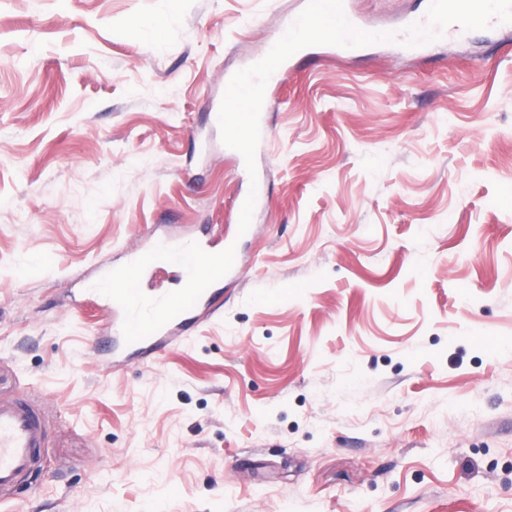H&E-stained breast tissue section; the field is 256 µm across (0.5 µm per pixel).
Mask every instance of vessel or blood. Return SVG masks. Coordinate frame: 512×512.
<instances>
[{"mask_svg":"<svg viewBox=\"0 0 512 512\" xmlns=\"http://www.w3.org/2000/svg\"><path fill=\"white\" fill-rule=\"evenodd\" d=\"M237 241L234 233L220 245L176 243L151 233L125 263L86 280L84 294L111 305L109 348L148 364L160 350L183 342L198 311L222 296L225 279L240 268ZM160 273L171 275L176 288H146ZM45 439V422L27 400H0V495L35 467Z\"/></svg>","mask_w":512,"mask_h":512,"instance_id":"vessel-or-blood-1","label":"vessel or blood"}]
</instances>
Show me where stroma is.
Listing matches in <instances>:
<instances>
[{"mask_svg":"<svg viewBox=\"0 0 512 512\" xmlns=\"http://www.w3.org/2000/svg\"><path fill=\"white\" fill-rule=\"evenodd\" d=\"M302 7L0 0V399L47 425L0 512H512V30L297 64L179 348L113 365L81 292L148 229L223 240L253 180L209 114Z\"/></svg>","mask_w":512,"mask_h":512,"instance_id":"35a3bbf8","label":"stroma"}]
</instances>
